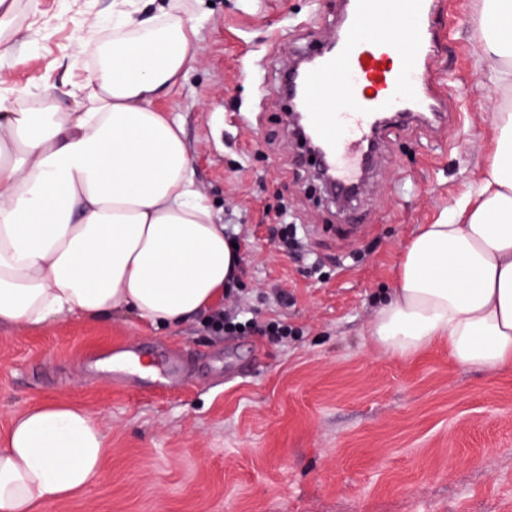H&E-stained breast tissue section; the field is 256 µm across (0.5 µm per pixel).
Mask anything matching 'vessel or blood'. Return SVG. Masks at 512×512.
<instances>
[{
    "mask_svg": "<svg viewBox=\"0 0 512 512\" xmlns=\"http://www.w3.org/2000/svg\"><path fill=\"white\" fill-rule=\"evenodd\" d=\"M348 19L335 51L299 78L303 111L337 192L365 185L372 140L424 111L446 121V87L432 68L442 0H341Z\"/></svg>",
    "mask_w": 512,
    "mask_h": 512,
    "instance_id": "1",
    "label": "vessel or blood"
}]
</instances>
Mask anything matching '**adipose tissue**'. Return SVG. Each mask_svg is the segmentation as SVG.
I'll list each match as a JSON object with an SVG mask.
<instances>
[{"instance_id":"1","label":"adipose tissue","mask_w":512,"mask_h":512,"mask_svg":"<svg viewBox=\"0 0 512 512\" xmlns=\"http://www.w3.org/2000/svg\"><path fill=\"white\" fill-rule=\"evenodd\" d=\"M476 51L501 99L474 193L405 246L370 341L410 358L438 344L459 366L512 367V0H483ZM118 34L69 91L0 101V326L100 321L165 329L224 297L242 263L195 187L180 124L159 112L196 59L194 26L164 9ZM107 437L83 405L44 400L0 437V512H45L103 475Z\"/></svg>"}]
</instances>
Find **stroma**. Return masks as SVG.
I'll use <instances>...</instances> for the list:
<instances>
[{
  "mask_svg": "<svg viewBox=\"0 0 512 512\" xmlns=\"http://www.w3.org/2000/svg\"><path fill=\"white\" fill-rule=\"evenodd\" d=\"M480 8L447 0L432 19L447 124L396 129L348 212L314 178L276 93L280 57L321 46L337 0H183L196 61L155 106L181 125L216 223L240 237L223 309L293 333L227 335L203 318L157 331L122 312L1 325L0 433L54 398L82 403L109 439L102 481L49 512H512V368L466 369L444 346L390 357L367 337L407 240L488 159L497 97L473 50ZM14 16L0 97L24 109L49 88L69 107V83L112 38L115 0H15ZM284 220L298 253L279 246ZM125 347L189 375L165 392L116 386L107 362Z\"/></svg>",
  "mask_w": 512,
  "mask_h": 512,
  "instance_id": "obj_1",
  "label": "stroma"
}]
</instances>
